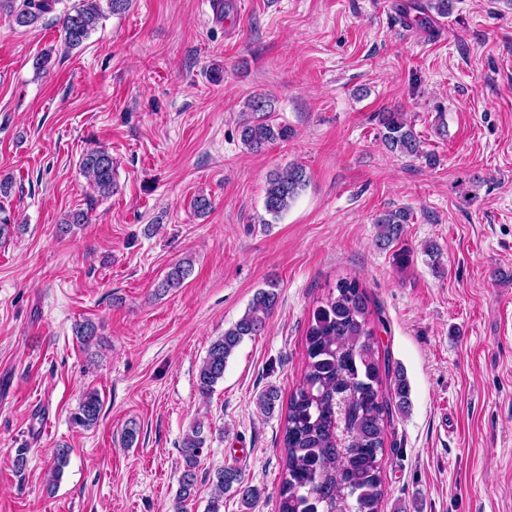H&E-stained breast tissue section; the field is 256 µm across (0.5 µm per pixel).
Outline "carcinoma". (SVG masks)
Segmentation results:
<instances>
[{
    "label": "carcinoma",
    "mask_w": 512,
    "mask_h": 512,
    "mask_svg": "<svg viewBox=\"0 0 512 512\" xmlns=\"http://www.w3.org/2000/svg\"><path fill=\"white\" fill-rule=\"evenodd\" d=\"M114 14L126 12L132 0H79L59 19L65 48L81 47L103 15L101 2ZM53 8V0H0V13L14 18L24 28L37 26ZM249 116L241 126L240 138L252 152H260L277 140L288 138V128L273 123L272 101L263 96L248 100ZM381 140L391 153L402 157H423L434 163L421 148V140L404 113L389 111L379 116ZM83 172L92 188L102 196L114 189L112 155L93 148L81 159ZM308 185L306 169L292 163L269 175L264 194V210L280 218ZM411 220L405 209L386 211L375 224L378 242L387 248L398 242L405 224ZM82 209L68 212L60 231L88 223ZM190 273V265L171 267L160 284L162 290L178 288ZM279 294L270 285L258 290L242 317L209 346L198 372V389L208 395L219 380L233 351L247 336H258L278 303ZM373 310L362 284L355 278L336 281L322 304L313 312L305 334V369L302 379L288 399L281 430L282 474L276 512H380L383 497L385 434L392 407L408 406L404 374L392 367L389 356L381 354L371 327ZM73 334L88 343L97 336V326L86 319L73 326ZM279 392L270 387L257 398L265 414H273ZM101 400L89 392L73 415L76 425L90 429L99 420ZM207 436L204 425L194 424L182 442L183 472L173 501L172 512H187L188 505L202 492L197 469ZM240 496L250 506L261 490L244 481L235 466L217 469L208 479L207 512H221L224 494Z\"/></svg>",
    "instance_id": "carcinoma-1"
}]
</instances>
